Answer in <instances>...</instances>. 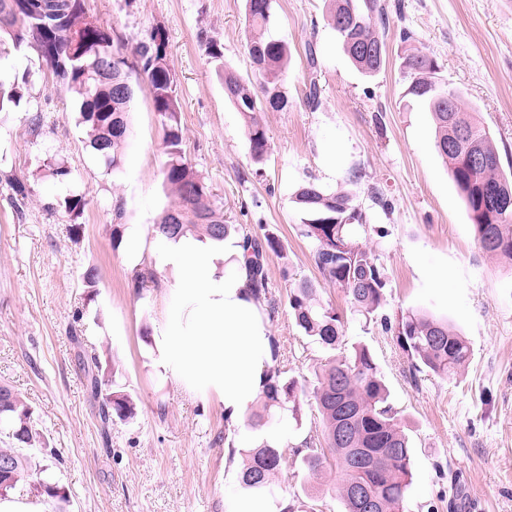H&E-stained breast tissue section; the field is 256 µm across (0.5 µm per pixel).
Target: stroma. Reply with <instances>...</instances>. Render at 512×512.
<instances>
[{"label":"stroma","mask_w":512,"mask_h":512,"mask_svg":"<svg viewBox=\"0 0 512 512\" xmlns=\"http://www.w3.org/2000/svg\"><path fill=\"white\" fill-rule=\"evenodd\" d=\"M382 2L387 63L366 75L330 28L327 0H274L271 32L291 51L282 82L288 106L262 113L270 149L259 163L203 47L221 44L225 66L252 77L246 0H85V8L111 26L130 59L164 31L185 157L232 224V237L276 238L266 263L276 303L268 321L284 378L314 380L330 357L303 335L288 307L290 289L310 280L343 314L346 344L369 348L408 428L414 465L406 512H512V269L475 241L436 151L432 116L407 93L399 40L409 30L413 47L464 93L498 149L512 153V0ZM311 47L322 89L314 108L303 103ZM0 81L26 85L20 105L0 112V385L25 397L46 444L32 449V475L16 496L35 497L49 475L67 495V512H224L225 494L240 488L225 460L240 429L158 365L154 338L169 272L156 266L140 278L125 254L124 231L151 229L173 201L162 174L165 129L148 83L130 76L129 137L115 172L88 145L75 95L35 48L1 56ZM57 161L70 167L71 180L52 176ZM309 180L348 191L364 213L368 231L360 239L387 279L382 315L394 322L409 310L426 312L467 338L472 358L461 375L413 374L395 332L363 325L348 296L322 277L294 201ZM375 188L384 202L372 198ZM71 194L87 199L80 215L63 206ZM90 267L92 286L83 279ZM432 272L446 273L447 283L431 287ZM94 361L111 390L131 395L133 418L102 421L84 371ZM300 403L271 498L296 512H343L340 470L310 476L296 452L299 441L325 445L313 397L301 395Z\"/></svg>","instance_id":"obj_1"}]
</instances>
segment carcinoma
Wrapping results in <instances>:
<instances>
[{"label": "carcinoma", "instance_id": "cac0c4a2", "mask_svg": "<svg viewBox=\"0 0 512 512\" xmlns=\"http://www.w3.org/2000/svg\"><path fill=\"white\" fill-rule=\"evenodd\" d=\"M40 0H0V43L34 46L57 81L80 102V124L92 149L116 171L123 159L128 137L127 112L134 90L127 60L115 45L111 28L97 19H86L84 0H71L66 20L44 14ZM273 0H246L249 32L247 53L262 80H251L224 65L220 46L204 44L206 55L217 62L216 72L226 98L243 115L250 153L260 162L270 148L261 113L278 112L288 106L280 82L288 65L290 49L269 34ZM329 25L336 31L345 53L363 73L378 72L387 59V45L376 19L385 15L381 0H330ZM165 34L157 30L150 42L137 49V69L151 87L155 112L165 127L167 161L162 173L174 197L153 232L175 239L194 228L220 242L230 232L224 212L214 208L203 178L183 155L180 105L174 78L166 61ZM101 60L112 68L105 80L95 77L89 65ZM403 66L410 76L408 94L426 104L435 126V147L462 196L479 248L491 258L512 266V174L504 172L494 137L472 112L462 108L463 93L436 77V62L413 48L405 49ZM25 96L24 85L0 83V112L16 107ZM295 203L307 215L303 236L315 244L314 262L324 279L350 297L352 312L369 323L378 319L384 300L385 274L376 258L352 234L364 226L365 215L349 192H326L313 181L300 186ZM245 249L249 286L257 301L268 294L265 258L278 248L275 237L246 235ZM289 306L297 326L312 342L330 350L342 345L344 319L334 307L321 301L309 280L290 291ZM397 341L414 371L427 369L440 377L454 378L469 363L472 352L466 339L444 319L408 311L398 320ZM312 394L321 416L326 449L310 448L302 463L315 476L333 459L343 472L339 495L345 512H404L412 482V447L405 425L388 402L389 394L368 348L360 345L341 351L317 373ZM261 410L249 418L258 430L274 418L298 419L299 387L282 377L275 365L265 373L258 396ZM101 411L121 420L135 415V403L127 393L105 394ZM0 434L9 448H0V497L15 490L30 476L31 464L24 449L37 442L31 407L7 386H0ZM354 448H388L371 465L360 463ZM243 468L240 485L245 491L270 489L280 471L283 451L263 439L253 448L241 449ZM40 494L52 503L66 501L61 488L49 480L39 482Z\"/></svg>", "mask_w": 512, "mask_h": 512}]
</instances>
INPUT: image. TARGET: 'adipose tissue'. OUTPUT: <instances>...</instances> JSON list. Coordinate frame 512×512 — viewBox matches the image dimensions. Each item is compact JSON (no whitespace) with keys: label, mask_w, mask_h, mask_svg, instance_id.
<instances>
[{"label":"adipose tissue","mask_w":512,"mask_h":512,"mask_svg":"<svg viewBox=\"0 0 512 512\" xmlns=\"http://www.w3.org/2000/svg\"><path fill=\"white\" fill-rule=\"evenodd\" d=\"M127 250L133 262L155 260L173 275L157 337L161 362L189 392L212 400L231 424H240L261 390L271 336L247 287L239 241L217 248L189 234L149 241L134 224Z\"/></svg>","instance_id":"ef3b65f1"}]
</instances>
